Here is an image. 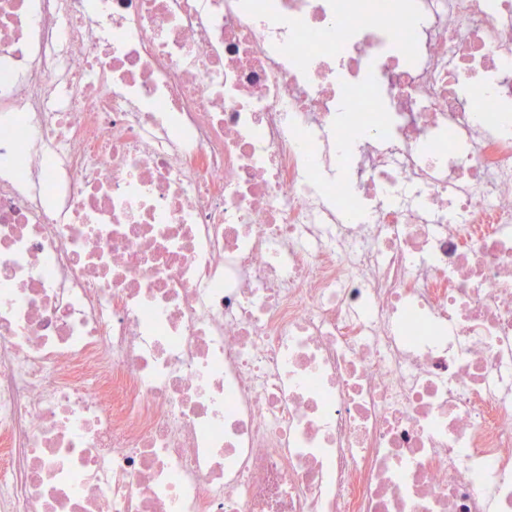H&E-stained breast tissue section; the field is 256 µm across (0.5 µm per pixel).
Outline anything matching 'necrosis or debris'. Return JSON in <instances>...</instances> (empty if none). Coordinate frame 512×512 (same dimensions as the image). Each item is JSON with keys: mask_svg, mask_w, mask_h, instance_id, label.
<instances>
[{"mask_svg": "<svg viewBox=\"0 0 512 512\" xmlns=\"http://www.w3.org/2000/svg\"><path fill=\"white\" fill-rule=\"evenodd\" d=\"M0 512H512V0H0Z\"/></svg>", "mask_w": 512, "mask_h": 512, "instance_id": "1", "label": "necrosis or debris"}]
</instances>
